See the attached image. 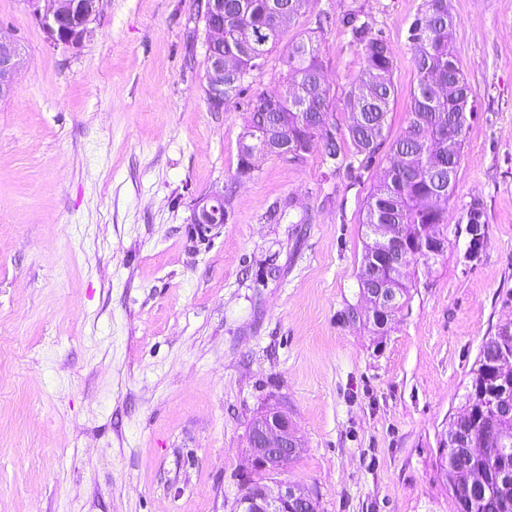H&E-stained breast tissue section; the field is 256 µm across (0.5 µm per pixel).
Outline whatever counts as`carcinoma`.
<instances>
[{"instance_id":"1","label":"carcinoma","mask_w":512,"mask_h":512,"mask_svg":"<svg viewBox=\"0 0 512 512\" xmlns=\"http://www.w3.org/2000/svg\"><path fill=\"white\" fill-rule=\"evenodd\" d=\"M309 0H224V109L246 107L247 120L241 136L238 163L232 180L249 177L267 156L270 145L259 133L265 123L275 128L286 149L299 156L313 142L322 146L323 160L334 172L368 167L385 142L388 114L395 97L391 74L393 61L383 32L359 7L346 10L338 23L349 43L360 50L363 69L344 98L349 113L347 134L354 152L344 151V139L331 121L333 97L324 81L321 39L324 21L299 38L284 41L285 25L307 12ZM454 20L448 0H424L423 9L409 28L412 61L417 84L411 91L407 124L389 147L391 165L383 180L368 195L363 224L367 243L359 275L364 285L378 272L379 249L373 233L378 224L398 225L394 248L412 250L422 244V234L437 235L448 222L446 204L454 187L448 186V151L462 153L469 121L476 112L475 101L460 63L450 46ZM284 45L285 79L299 92L295 101L281 100L275 90L246 98L252 73L265 66L272 50ZM395 288L394 311L409 299L403 273L382 271ZM512 351V320L498 326L482 343L476 368L471 371L469 392L481 386L484 369L496 364L499 354ZM448 426L465 429L464 438L453 449L454 461L463 475L478 471L497 478L491 494L476 503L473 512H512V472L499 471V449L512 448V392L507 399L487 401L482 422L474 426L461 417ZM472 448H489L482 458Z\"/></svg>"}]
</instances>
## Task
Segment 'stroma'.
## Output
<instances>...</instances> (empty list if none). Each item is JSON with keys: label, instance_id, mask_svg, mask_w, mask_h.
<instances>
[{"label": "stroma", "instance_id": "obj_1", "mask_svg": "<svg viewBox=\"0 0 512 512\" xmlns=\"http://www.w3.org/2000/svg\"><path fill=\"white\" fill-rule=\"evenodd\" d=\"M198 3L103 0L68 48L27 0H0V36L25 56L0 98V512H232L249 423L272 406L304 444L283 476L316 512H457L440 442L483 341L512 319V0H448L478 112L445 251L406 268L382 334L348 309L366 307L364 204L388 148L352 174L315 146L234 180L247 114L207 109ZM422 3L310 0L288 27L363 6L393 56V138ZM322 51L344 98L361 54L337 27ZM227 187L222 232L193 240L196 202Z\"/></svg>", "mask_w": 512, "mask_h": 512}]
</instances>
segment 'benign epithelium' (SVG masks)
<instances>
[{"label":"benign epithelium","mask_w":512,"mask_h":512,"mask_svg":"<svg viewBox=\"0 0 512 512\" xmlns=\"http://www.w3.org/2000/svg\"><path fill=\"white\" fill-rule=\"evenodd\" d=\"M34 7L33 14L40 22L47 38L55 44L79 46L91 35L100 0H28ZM224 40V26L205 20V48L210 56L211 80L206 95L212 111L224 108V57L214 51ZM25 65L17 43L0 38V97L9 95L19 72ZM224 227V197L213 195L200 199L194 208L192 234L205 241L220 233ZM368 317L378 328H383L391 316L396 296L379 277L364 292ZM291 448H303L288 412L273 408L258 415L248 433V454L251 472H260L266 478L282 473L288 464ZM250 478L244 479L240 512H302L306 499L302 487L286 480L277 481V491H271L264 482L251 489Z\"/></svg>","instance_id":"7a95c632"}]
</instances>
